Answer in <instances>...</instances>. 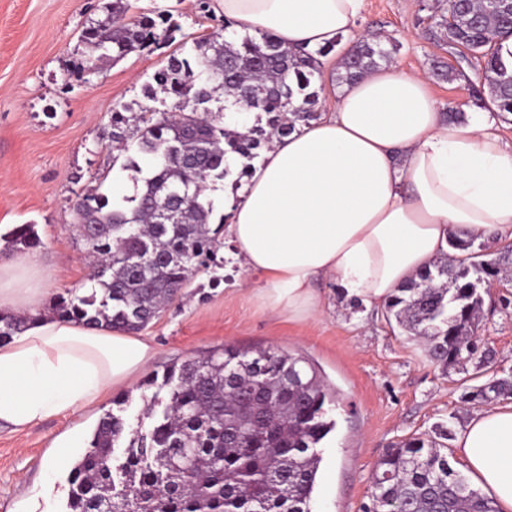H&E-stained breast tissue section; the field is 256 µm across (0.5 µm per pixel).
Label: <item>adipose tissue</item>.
<instances>
[{
  "instance_id": "1",
  "label": "adipose tissue",
  "mask_w": 512,
  "mask_h": 512,
  "mask_svg": "<svg viewBox=\"0 0 512 512\" xmlns=\"http://www.w3.org/2000/svg\"><path fill=\"white\" fill-rule=\"evenodd\" d=\"M240 31L316 50L350 33L364 0H215ZM224 235L265 308L303 320L322 282L368 305L449 253L452 239L512 241V148L485 123L446 119L428 79L388 66L344 84L334 112L274 139L224 206ZM42 261L0 262V311H25L0 344V424L23 432L100 402L152 357L148 341L44 308ZM457 453L498 512H512V400L474 413Z\"/></svg>"
}]
</instances>
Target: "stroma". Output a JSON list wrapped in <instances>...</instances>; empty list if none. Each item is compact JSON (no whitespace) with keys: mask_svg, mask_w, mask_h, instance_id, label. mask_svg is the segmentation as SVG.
Here are the masks:
<instances>
[{"mask_svg":"<svg viewBox=\"0 0 512 512\" xmlns=\"http://www.w3.org/2000/svg\"><path fill=\"white\" fill-rule=\"evenodd\" d=\"M138 13L167 14L177 42L211 35L224 24L200 0H132ZM112 0H0V225H32L50 295L82 288L89 260L75 230L79 197L100 186L132 182L114 162L112 112L141 102L143 89L164 65L169 48L135 51L118 60L99 58L82 31L104 19ZM436 0H365L352 34L389 35L399 43L393 63L407 73L429 74L433 60L463 71L454 81L431 79L440 112L484 113L491 132L512 146V115L483 112L489 92L480 64L462 59L430 33ZM243 269L216 265L197 272L160 317L142 332L154 354L135 379L112 389L83 411L40 423L24 433L0 430V512H64L69 465L51 466L53 441L69 434L77 456L104 412L123 407L141 416L147 379L173 363L224 346L256 352L268 348L306 358L337 399L329 414L335 430L318 447L322 458L312 495L313 512H364L371 504L372 473L393 443L458 432L478 402L464 401L474 365L442 370L422 345L384 308L345 297L327 281L323 311L305 321L262 307L250 295ZM476 332L488 358L486 375L512 373V277L483 289Z\"/></svg>","mask_w":512,"mask_h":512,"instance_id":"35a3bbf8","label":"stroma"}]
</instances>
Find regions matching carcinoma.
I'll use <instances>...</instances> for the list:
<instances>
[{
    "instance_id": "cac0c4a2",
    "label": "carcinoma",
    "mask_w": 512,
    "mask_h": 512,
    "mask_svg": "<svg viewBox=\"0 0 512 512\" xmlns=\"http://www.w3.org/2000/svg\"><path fill=\"white\" fill-rule=\"evenodd\" d=\"M128 4L113 0L105 19L83 32L103 57L117 60L170 39L168 19L143 16L128 23ZM452 20H447V14ZM166 24L158 29V23ZM433 37L482 62L492 104L512 114V68L499 41L512 37V16L494 0H448ZM334 48L288 49L263 32L228 41L221 34L173 52L144 87L138 111L112 112V141L126 156L135 192L114 203L93 188L76 203L77 230L96 261L86 294L55 297L54 313L86 325L137 332L213 261L222 226H210L207 191L230 175L228 156L242 159L247 175L258 150L288 135L297 122L320 117L319 58ZM394 38L357 39L340 58L339 84L387 65ZM257 93L266 126L243 131L224 125V113L199 106L239 104L244 88ZM153 169L142 176L136 157ZM167 202L171 224L155 223ZM466 254L439 261L396 289L388 312L407 333L422 339L429 360L446 370L475 359L470 342L483 298L474 288L473 243L454 240ZM29 317L0 316V341L21 332ZM145 399L152 419L133 431L121 414L106 412L68 474L66 512H312L321 457L318 445L335 421L326 405L333 394L301 356L268 349L252 355L233 347L173 364L153 377ZM512 395V377H490L472 399L492 402ZM371 512H496L491 498L472 488L432 440L420 437L387 449L373 476Z\"/></svg>"
}]
</instances>
